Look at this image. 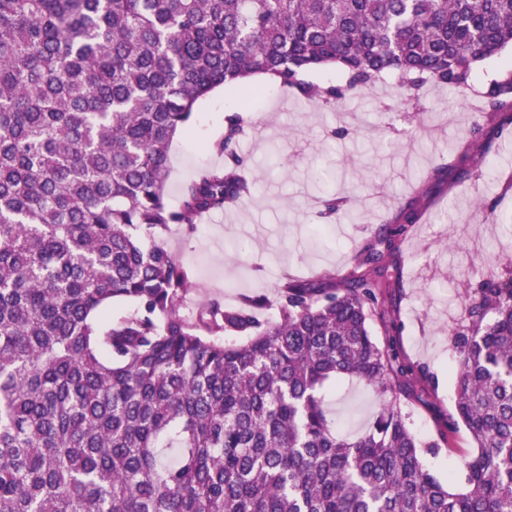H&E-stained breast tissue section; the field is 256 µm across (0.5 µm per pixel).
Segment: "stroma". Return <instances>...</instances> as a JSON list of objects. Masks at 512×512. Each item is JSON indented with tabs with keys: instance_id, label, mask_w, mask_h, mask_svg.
<instances>
[{
	"instance_id": "stroma-1",
	"label": "stroma",
	"mask_w": 512,
	"mask_h": 512,
	"mask_svg": "<svg viewBox=\"0 0 512 512\" xmlns=\"http://www.w3.org/2000/svg\"><path fill=\"white\" fill-rule=\"evenodd\" d=\"M512 62V49L478 63L464 91L427 83L405 95L396 74L376 79L340 102L311 101L267 79H248L236 99L215 90L201 100L188 133L170 149L169 205L200 169L224 164L216 143L225 118L244 122L238 152L258 177L251 196L234 208L208 214L194 229L170 226L161 238L188 266L193 289L187 310L216 298L225 305L263 294L275 300L283 276L309 282L342 281L361 272L365 251L385 224L418 221L388 259L383 290L386 322H374L380 344L425 367L403 398L415 433L439 438L454 408L456 378L449 331L461 316L458 293L473 280L512 264V125L488 112L485 92ZM483 128L482 144L470 136ZM485 158L473 167L476 151ZM346 199V220L328 215V195ZM246 238V252L225 242ZM347 433L361 432L377 402L372 389L346 379L325 398ZM473 452L465 428L424 460L439 479L450 464Z\"/></svg>"
}]
</instances>
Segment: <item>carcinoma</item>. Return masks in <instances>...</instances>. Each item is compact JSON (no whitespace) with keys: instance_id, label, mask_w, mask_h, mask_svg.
Masks as SVG:
<instances>
[{"instance_id":"cac0c4a2","label":"carcinoma","mask_w":512,"mask_h":512,"mask_svg":"<svg viewBox=\"0 0 512 512\" xmlns=\"http://www.w3.org/2000/svg\"><path fill=\"white\" fill-rule=\"evenodd\" d=\"M510 45L512 0H0V512H512L511 270L465 289L454 412L423 442L400 395L429 374L372 332L404 226L370 274L285 283L272 318L255 295L189 319V269L157 241L256 183L233 116L234 165L166 202L169 147L215 88L269 75L340 100L301 79L334 64L350 90L460 91ZM487 107L512 124V70ZM344 378L380 398L360 434L324 404ZM461 425L475 452L444 484L422 453Z\"/></svg>"}]
</instances>
